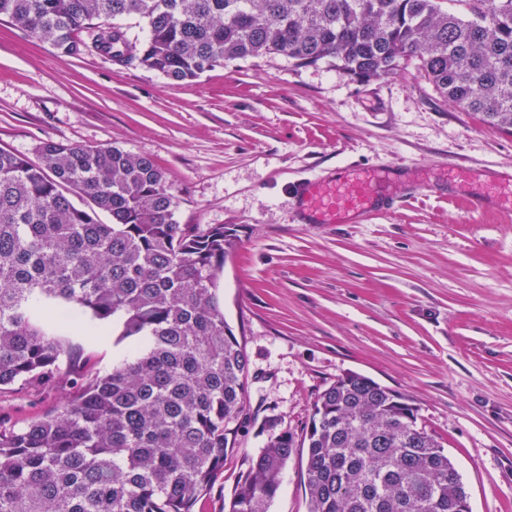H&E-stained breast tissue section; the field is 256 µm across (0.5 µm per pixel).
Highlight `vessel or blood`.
Here are the masks:
<instances>
[{
    "label": "vessel or blood",
    "instance_id": "obj_1",
    "mask_svg": "<svg viewBox=\"0 0 512 512\" xmlns=\"http://www.w3.org/2000/svg\"><path fill=\"white\" fill-rule=\"evenodd\" d=\"M390 167H353L331 177L304 180L294 186L297 201L312 224H346L383 211L378 187L391 183ZM486 193L472 197L474 209L512 207V172L499 173L487 182Z\"/></svg>",
    "mask_w": 512,
    "mask_h": 512
}]
</instances>
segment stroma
<instances>
[{
	"label": "stroma",
	"mask_w": 512,
	"mask_h": 512,
	"mask_svg": "<svg viewBox=\"0 0 512 512\" xmlns=\"http://www.w3.org/2000/svg\"><path fill=\"white\" fill-rule=\"evenodd\" d=\"M53 140L146 153L168 175L181 224H221L238 242L218 288L250 359L257 420L239 432L197 512H223L261 419L302 436L318 395L348 372L409 395L457 464L473 512H512V209L418 185L393 214L307 224L297 181L344 166L512 168V135L474 121L415 64L358 84L331 63L237 61L184 88L138 63L59 55L0 21V149L36 158ZM65 384L0 389V427L52 413L128 352L90 313L56 326ZM272 512H308L300 455Z\"/></svg>",
	"instance_id": "stroma-1"
}]
</instances>
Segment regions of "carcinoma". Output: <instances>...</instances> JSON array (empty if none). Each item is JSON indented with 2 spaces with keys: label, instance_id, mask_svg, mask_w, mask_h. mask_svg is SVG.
<instances>
[{
  "label": "carcinoma",
  "instance_id": "obj_1",
  "mask_svg": "<svg viewBox=\"0 0 512 512\" xmlns=\"http://www.w3.org/2000/svg\"><path fill=\"white\" fill-rule=\"evenodd\" d=\"M4 19L62 56L136 61L174 86L269 55L330 61L360 83L415 60L462 111L512 134V0H0ZM37 152L33 163L0 149V387L61 377L49 302L112 321L135 352L53 414L0 429V512H195L255 420L249 358L218 294L236 229L177 223L148 154L53 141ZM265 425L224 512H270L296 445L277 419ZM301 445L308 512H457L469 501L411 399L365 375L322 391Z\"/></svg>",
  "mask_w": 512,
  "mask_h": 512
}]
</instances>
